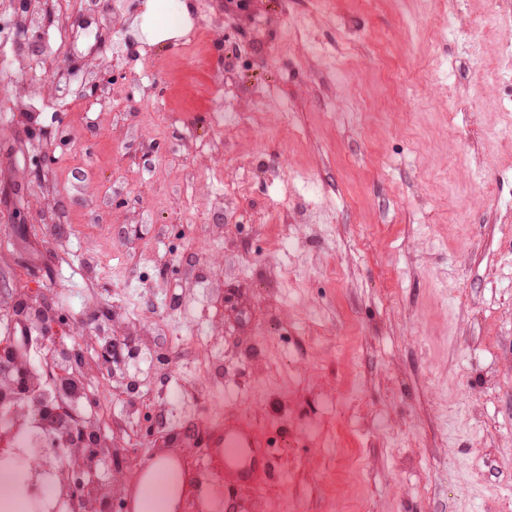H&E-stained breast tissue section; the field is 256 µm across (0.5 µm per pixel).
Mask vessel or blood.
Returning a JSON list of instances; mask_svg holds the SVG:
<instances>
[{
	"label": "vessel or blood",
	"instance_id": "obj_1",
	"mask_svg": "<svg viewBox=\"0 0 512 512\" xmlns=\"http://www.w3.org/2000/svg\"><path fill=\"white\" fill-rule=\"evenodd\" d=\"M263 441L249 422L215 428L205 453L206 460L223 458L224 477L252 489H260V476L270 468V459ZM162 468V460L156 454L145 455L137 474L123 499V512H148L140 498L142 485Z\"/></svg>",
	"mask_w": 512,
	"mask_h": 512
}]
</instances>
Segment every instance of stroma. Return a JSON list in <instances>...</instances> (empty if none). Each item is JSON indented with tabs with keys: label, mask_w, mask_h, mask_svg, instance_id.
I'll list each match as a JSON object with an SVG mask.
<instances>
[{
	"label": "stroma",
	"mask_w": 512,
	"mask_h": 512,
	"mask_svg": "<svg viewBox=\"0 0 512 512\" xmlns=\"http://www.w3.org/2000/svg\"><path fill=\"white\" fill-rule=\"evenodd\" d=\"M163 2L188 30L156 44L145 0L73 10L103 37L49 61L55 111H12L0 69V288L69 315L102 480L124 496L127 451L178 434L194 466L246 417L264 486L212 476L173 512H512L499 0Z\"/></svg>",
	"instance_id": "obj_1"
}]
</instances>
